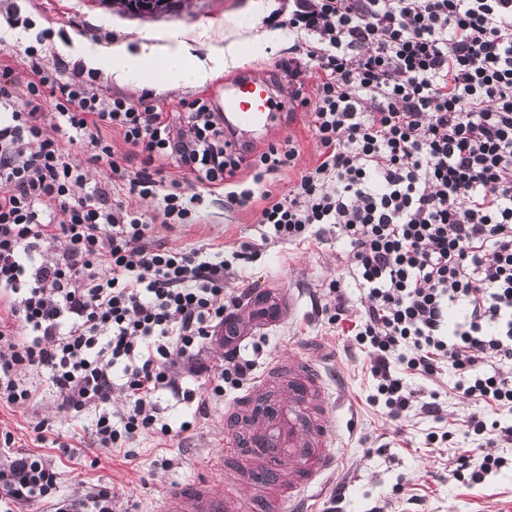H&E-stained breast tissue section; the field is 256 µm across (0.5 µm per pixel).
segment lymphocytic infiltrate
Segmentation results:
<instances>
[{"mask_svg": "<svg viewBox=\"0 0 512 512\" xmlns=\"http://www.w3.org/2000/svg\"><path fill=\"white\" fill-rule=\"evenodd\" d=\"M263 23L288 31L281 68L321 146L284 192L274 179L295 164L292 139L257 154L242 185V158L210 102H185L176 128L155 106L94 92L96 72L47 64L51 30L22 51L24 97L13 68L0 67V307L12 319L0 324V403L32 401L47 378L57 410H95L94 440L114 449L145 430H188L163 416L162 399L191 404L250 381L246 349L225 351L219 366L199 353L241 303L225 295V271L258 249L241 244L228 260L154 243L135 200L156 199L165 224L196 223L203 203L167 178L173 163L223 189L226 210L261 202L259 222L278 242L332 232L348 244L349 276L329 282L325 312L344 321L347 288H358L355 340L370 356L373 403L395 421L415 406L393 355L423 376L442 361L463 371L456 389L476 406L467 427L479 443L452 473L481 482L504 465L495 444L512 438L494 412L512 403V0H290L287 18ZM104 127L122 137L123 157ZM84 142L107 163L106 181L88 183L72 157ZM176 365L207 388L184 386L169 373ZM56 488L36 454L0 470L5 512H112L111 488L81 498Z\"/></svg>", "mask_w": 512, "mask_h": 512, "instance_id": "obj_1", "label": "lymphocytic infiltrate"}]
</instances>
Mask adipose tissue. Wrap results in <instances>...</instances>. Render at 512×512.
Segmentation results:
<instances>
[{
	"label": "adipose tissue",
	"mask_w": 512,
	"mask_h": 512,
	"mask_svg": "<svg viewBox=\"0 0 512 512\" xmlns=\"http://www.w3.org/2000/svg\"><path fill=\"white\" fill-rule=\"evenodd\" d=\"M238 36L226 45L198 53L183 33L170 29L146 34L143 42L129 45L125 41L96 42L83 36L57 42L60 56L82 62L85 68L101 70L120 85L156 91L173 85L202 86L224 69L243 64L251 46L284 40L279 30L257 31L253 12L232 17Z\"/></svg>",
	"instance_id": "adipose-tissue-1"
}]
</instances>
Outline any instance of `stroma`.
Segmentation results:
<instances>
[{
	"label": "stroma",
	"mask_w": 512,
	"mask_h": 512,
	"mask_svg": "<svg viewBox=\"0 0 512 512\" xmlns=\"http://www.w3.org/2000/svg\"><path fill=\"white\" fill-rule=\"evenodd\" d=\"M254 2L184 0L178 14L155 19L112 12L99 0H0V12L13 5L35 26L50 22L54 40L45 50L47 62L52 63L58 58L55 40L73 32L103 42L177 29L205 48L224 44L232 36L229 17L249 10ZM235 74L231 68L204 86H176L159 92L134 91L104 76L98 88L153 104L174 122L184 99L201 97L213 108H220L224 81ZM288 137L293 138L298 156L295 166L278 177L283 191L297 180L300 171L318 163L321 152L304 108L284 113L280 128L262 134L257 147L262 150ZM259 211V206L253 205L226 212L223 191L208 190L199 223L172 228L158 223L153 235L168 248L208 244L228 254L242 243L256 244L258 260L228 271L225 288L281 286L296 293L299 303L293 319L265 332L259 365L264 368L276 358L298 354L320 367L328 385L330 416L340 429L334 449L337 463L307 502V512H326L333 502L340 512H512V441L498 442L495 452L506 464L480 483L457 481L448 468L449 458L458 450L476 445L466 433V422L475 407L455 389L460 372L444 362L436 374L424 377L393 362V369L401 373L409 389L439 391L444 420L438 423L414 410L406 418L391 420L371 401L374 387L365 350L348 330L329 325L317 312L318 306L333 300L328 283L344 272L347 246L332 234L320 243L262 242ZM236 398V393H228L211 400L202 411L193 403L168 405L165 417L191 422V430L166 438L142 436L126 452L97 447L89 430L90 414L75 418L58 415L52 394L39 395L22 406L2 404L0 432H10L12 443L0 444V468L17 453L32 452L42 455L57 471L61 494L81 496L106 486L112 490L114 512H163L169 487L202 477L224 478L218 453L224 446L225 412ZM42 419L48 421L50 430L41 437L34 426ZM434 431L448 432L447 442L430 444L428 436Z\"/></svg>",
	"instance_id": "obj_1"
}]
</instances>
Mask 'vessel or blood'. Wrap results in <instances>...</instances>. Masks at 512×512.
<instances>
[{"label":"vessel or blood","instance_id":"obj_1","mask_svg":"<svg viewBox=\"0 0 512 512\" xmlns=\"http://www.w3.org/2000/svg\"><path fill=\"white\" fill-rule=\"evenodd\" d=\"M286 105L272 94L268 79L244 75L224 82V126L236 133L238 147H252L254 134L279 122ZM296 307L292 291L269 290L249 297L220 333L251 335L293 316ZM277 380L286 400L262 397ZM328 407L326 381L317 368L303 362L285 370L269 367L238 398L225 428L224 454L245 470L249 497L204 478L171 489L165 512H246L251 500L266 502L270 512H302L307 490L336 462L332 449L339 434L327 420Z\"/></svg>","mask_w":512,"mask_h":512}]
</instances>
